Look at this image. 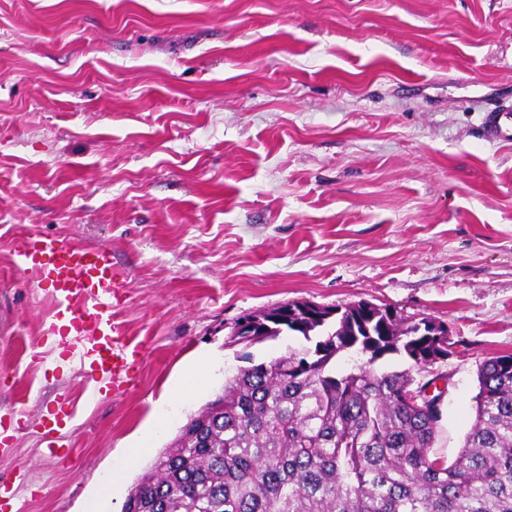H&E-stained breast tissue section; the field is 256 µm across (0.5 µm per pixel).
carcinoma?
I'll use <instances>...</instances> for the list:
<instances>
[{
	"mask_svg": "<svg viewBox=\"0 0 512 512\" xmlns=\"http://www.w3.org/2000/svg\"><path fill=\"white\" fill-rule=\"evenodd\" d=\"M308 306L278 305L256 335L231 338L306 346L227 377L222 409L188 420L124 512H512V354L480 366L474 424L449 462L431 454L441 395L413 401L411 368L332 369L348 351L428 367L448 354L440 337L386 305Z\"/></svg>",
	"mask_w": 512,
	"mask_h": 512,
	"instance_id": "carcinoma-1",
	"label": "carcinoma"
}]
</instances>
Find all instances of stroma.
<instances>
[{
  "label": "stroma",
  "mask_w": 512,
  "mask_h": 512,
  "mask_svg": "<svg viewBox=\"0 0 512 512\" xmlns=\"http://www.w3.org/2000/svg\"><path fill=\"white\" fill-rule=\"evenodd\" d=\"M490 97L512 101V0H0V410L25 412L0 477L27 474L11 512H123L244 357L302 347L226 344L289 301L445 322L455 352L414 376L448 379L433 450L453 458L479 366L512 353V145L482 138ZM24 225L121 272L128 389L91 397L50 353L48 287L11 260Z\"/></svg>",
  "instance_id": "1"
}]
</instances>
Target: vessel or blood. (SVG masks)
<instances>
[{
	"instance_id": "1",
	"label": "vessel or blood",
	"mask_w": 512,
	"mask_h": 512,
	"mask_svg": "<svg viewBox=\"0 0 512 512\" xmlns=\"http://www.w3.org/2000/svg\"><path fill=\"white\" fill-rule=\"evenodd\" d=\"M482 129L486 140L512 144V103L486 110ZM11 255L15 267L34 274L50 289L56 309L43 325L44 336L72 339L96 392L124 387L128 358L137 354L138 346L112 319V291L120 282L111 260L101 250L36 231L17 237Z\"/></svg>"
}]
</instances>
